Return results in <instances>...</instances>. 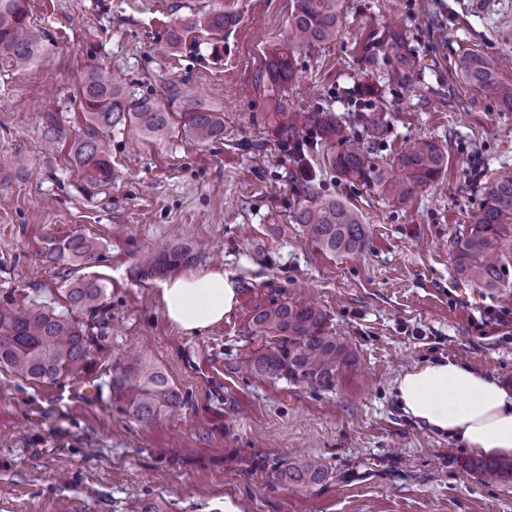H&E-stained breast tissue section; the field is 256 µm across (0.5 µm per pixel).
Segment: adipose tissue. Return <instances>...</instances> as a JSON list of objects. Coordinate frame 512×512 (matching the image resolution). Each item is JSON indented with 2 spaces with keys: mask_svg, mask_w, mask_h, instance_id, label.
<instances>
[{
  "mask_svg": "<svg viewBox=\"0 0 512 512\" xmlns=\"http://www.w3.org/2000/svg\"><path fill=\"white\" fill-rule=\"evenodd\" d=\"M237 283L221 269L174 277L160 299L169 322L185 335L223 321L237 304ZM402 413L432 434L491 456H512V393L472 365L443 358L416 365L393 386Z\"/></svg>",
  "mask_w": 512,
  "mask_h": 512,
  "instance_id": "adipose-tissue-1",
  "label": "adipose tissue"
}]
</instances>
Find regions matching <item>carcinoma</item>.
Here are the masks:
<instances>
[{"instance_id": "cac0c4a2", "label": "carcinoma", "mask_w": 512, "mask_h": 512, "mask_svg": "<svg viewBox=\"0 0 512 512\" xmlns=\"http://www.w3.org/2000/svg\"><path fill=\"white\" fill-rule=\"evenodd\" d=\"M341 0H294L288 33L268 58L264 77L271 86L285 91L294 80L293 51L315 47L336 39L340 31ZM236 23L220 11L186 17L168 35V46L177 50L185 33L202 27L219 34ZM43 34L31 25L26 0H0V68L19 69L36 62ZM385 52L393 68L392 82H405L415 64L408 56L403 38L391 33ZM455 69L463 81L499 100L512 110V83L501 77L502 65L494 64L474 50L461 51ZM180 88L171 84L161 98L127 96L120 77L107 70H92L79 90L83 126L70 136L54 104L42 105L43 142L49 152L68 145V155L87 179H112V130L130 125L145 135L160 136L169 129L170 108L183 100ZM186 136L198 143L224 136V114L188 102L181 113ZM358 133L331 112L305 111L277 99L267 115L275 140L296 150L295 178L300 202L293 221L303 227L310 242L331 254H353L367 243L362 216L348 203L320 195L304 150L306 138L329 147V165L351 181H374L392 205L406 203L422 187L436 182L448 168V154L427 139L416 140L397 153L383 169L374 170L372 144L383 129L380 116H363ZM202 244L194 241L167 245L149 251L140 267L142 279L163 278L194 263ZM453 261L459 279L476 288H504L512 273V173L500 176L487 192L473 222L453 241ZM98 256L97 244L82 235L54 244L53 262L85 265ZM68 308L94 319L103 308L106 286L98 279H71L63 289ZM253 326L271 338L248 359L251 371L270 379H285L313 389L329 390L343 372L354 367L355 353L348 343L329 334L322 310L302 304L280 303L259 307ZM92 337L80 322L55 310L0 303V367L13 375L38 383L76 379L87 370ZM112 406L146 426L155 425L176 413L184 404L181 393L165 372L145 357L119 360L112 366ZM465 470L486 481H512V460L470 458ZM328 475L318 458L280 461L268 473L271 481L310 489Z\"/></svg>"}]
</instances>
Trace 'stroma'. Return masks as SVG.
Here are the masks:
<instances>
[{
	"instance_id": "stroma-1",
	"label": "stroma",
	"mask_w": 512,
	"mask_h": 512,
	"mask_svg": "<svg viewBox=\"0 0 512 512\" xmlns=\"http://www.w3.org/2000/svg\"><path fill=\"white\" fill-rule=\"evenodd\" d=\"M343 3L334 42L296 50L289 105L341 117L359 96H380L375 164L424 138L447 152L448 170L395 207L311 147L317 191L355 206L368 227L363 252L332 256L292 220L296 166L266 122L278 94L263 76L266 58L285 37L293 0H26L45 38L33 65L0 73V302L60 310L66 280L83 275L105 283L106 300L84 376L35 383L0 368V512H224L228 503L246 512H512V482L467 473L469 451L406 418L392 395L402 371L439 358L512 391V287L463 286L452 261L456 233L493 180L512 172V111L465 84L454 60L464 49L494 62L512 56V0ZM211 10L238 22L168 48L171 25ZM391 31L420 67L423 93L386 82ZM100 66L138 96H164L176 83L223 113V139L120 126L111 181L87 182L67 147L44 150L38 107L53 103L67 130L81 126L75 97ZM18 156L27 170L14 169ZM75 234L97 241L99 259L49 262L51 246ZM190 240L209 246L193 270L223 267L239 287L223 322L195 336L167 321L158 280L136 276L153 245ZM283 302L315 304L355 350V367L333 389L246 370L265 342L255 310ZM137 353L185 399L153 426L110 401L113 363ZM301 454L326 465L321 485L270 482L272 463Z\"/></svg>"
}]
</instances>
